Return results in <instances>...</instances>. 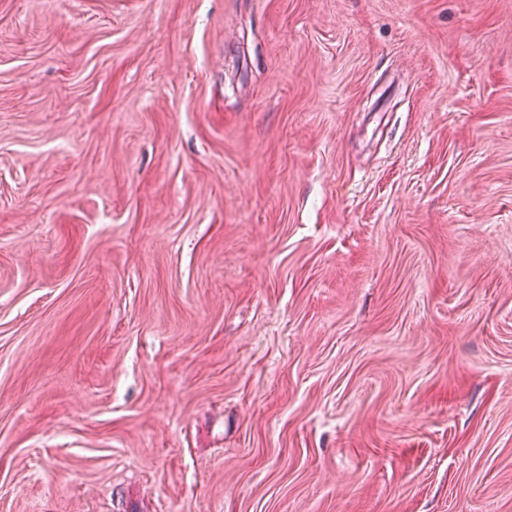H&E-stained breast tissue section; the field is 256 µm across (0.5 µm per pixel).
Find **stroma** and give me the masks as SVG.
<instances>
[{"label": "stroma", "mask_w": 512, "mask_h": 512, "mask_svg": "<svg viewBox=\"0 0 512 512\" xmlns=\"http://www.w3.org/2000/svg\"><path fill=\"white\" fill-rule=\"evenodd\" d=\"M0 512H512V0H0Z\"/></svg>", "instance_id": "stroma-1"}]
</instances>
